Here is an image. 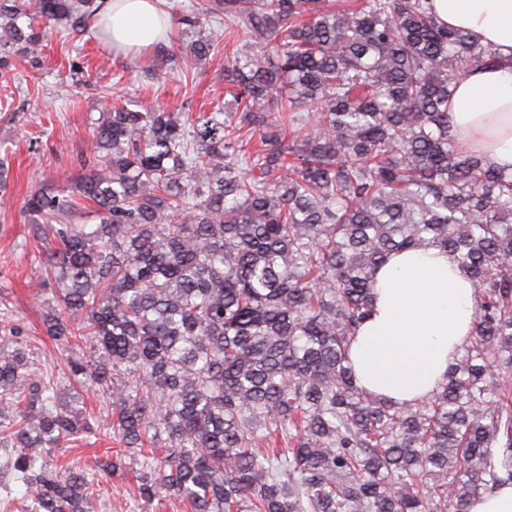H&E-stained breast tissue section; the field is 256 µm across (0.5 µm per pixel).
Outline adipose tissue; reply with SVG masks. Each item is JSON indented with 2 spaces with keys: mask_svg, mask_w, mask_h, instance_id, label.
Masks as SVG:
<instances>
[{
  "mask_svg": "<svg viewBox=\"0 0 512 512\" xmlns=\"http://www.w3.org/2000/svg\"><path fill=\"white\" fill-rule=\"evenodd\" d=\"M114 49L139 50L170 31L160 0H101ZM439 20L472 33L500 57L461 77L448 108L457 146L512 172V0H432ZM474 288L447 252L429 246L394 253L378 267L373 312L349 359L360 388L397 404L416 403L444 383L474 332Z\"/></svg>",
  "mask_w": 512,
  "mask_h": 512,
  "instance_id": "obj_1",
  "label": "adipose tissue"
}]
</instances>
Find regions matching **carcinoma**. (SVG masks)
<instances>
[{"label": "carcinoma", "mask_w": 512, "mask_h": 512, "mask_svg": "<svg viewBox=\"0 0 512 512\" xmlns=\"http://www.w3.org/2000/svg\"><path fill=\"white\" fill-rule=\"evenodd\" d=\"M96 0H0V79ZM253 46L212 112L106 105L88 172L29 193L54 294L0 336V442L28 512H95L55 448L102 435L138 491L193 512H467L512 483V173L458 148L448 101L497 62L430 0H211ZM219 41L200 37L197 61ZM97 223H76L86 203ZM437 246L475 288L472 340L408 405L359 388L349 346L393 252ZM78 352L70 396L37 343ZM110 405L97 416L77 387Z\"/></svg>", "instance_id": "obj_1"}]
</instances>
